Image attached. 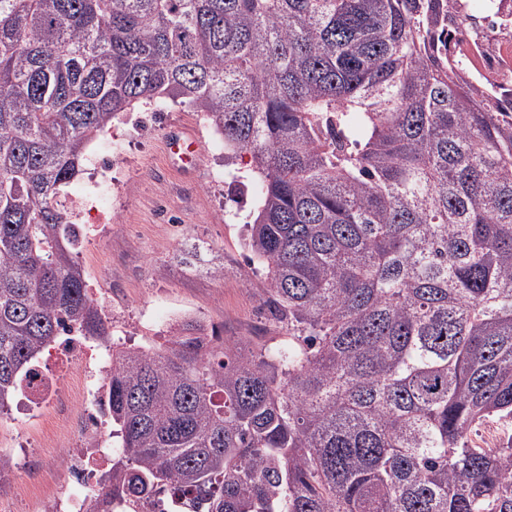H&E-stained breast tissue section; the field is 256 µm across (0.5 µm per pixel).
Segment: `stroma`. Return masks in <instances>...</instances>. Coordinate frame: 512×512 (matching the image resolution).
Returning <instances> with one entry per match:
<instances>
[{"mask_svg":"<svg viewBox=\"0 0 512 512\" xmlns=\"http://www.w3.org/2000/svg\"><path fill=\"white\" fill-rule=\"evenodd\" d=\"M192 129L202 142L197 170L184 175L160 151L166 132ZM224 162L219 141L196 113L167 106L140 124L128 146L123 191L112 221L84 243L79 262L112 309V335L136 347L161 343L178 324L216 329L229 342L273 344L282 330L264 294V276L247 261L242 219L251 193L214 184L208 171ZM66 420L45 407L41 420L0 416V512H41L61 487Z\"/></svg>","mask_w":512,"mask_h":512,"instance_id":"35a3bbf8","label":"stroma"}]
</instances>
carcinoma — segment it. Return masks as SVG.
Instances as JSON below:
<instances>
[{
  "instance_id": "obj_1",
  "label": "carcinoma",
  "mask_w": 512,
  "mask_h": 512,
  "mask_svg": "<svg viewBox=\"0 0 512 512\" xmlns=\"http://www.w3.org/2000/svg\"><path fill=\"white\" fill-rule=\"evenodd\" d=\"M459 0H0V413L65 332L105 343L89 512H512V87L458 74ZM178 101L250 157L286 326L111 342L60 193Z\"/></svg>"
}]
</instances>
